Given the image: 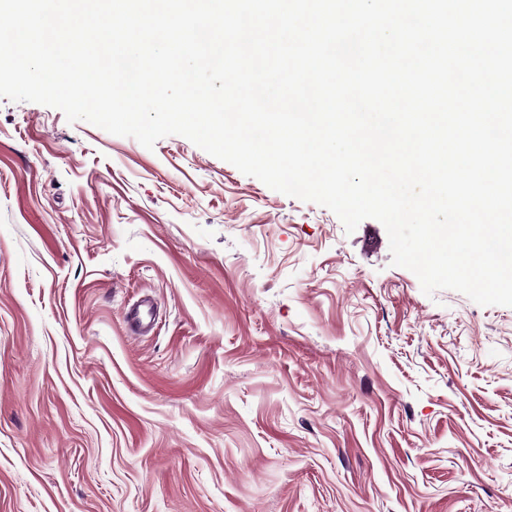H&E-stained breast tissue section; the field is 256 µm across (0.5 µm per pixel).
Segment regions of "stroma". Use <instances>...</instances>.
Listing matches in <instances>:
<instances>
[{
  "label": "stroma",
  "mask_w": 512,
  "mask_h": 512,
  "mask_svg": "<svg viewBox=\"0 0 512 512\" xmlns=\"http://www.w3.org/2000/svg\"><path fill=\"white\" fill-rule=\"evenodd\" d=\"M391 260L182 136L0 98V512H512V307ZM127 324L131 336L147 333L152 322V305L148 301L138 304L128 311Z\"/></svg>",
  "instance_id": "stroma-1"
}]
</instances>
